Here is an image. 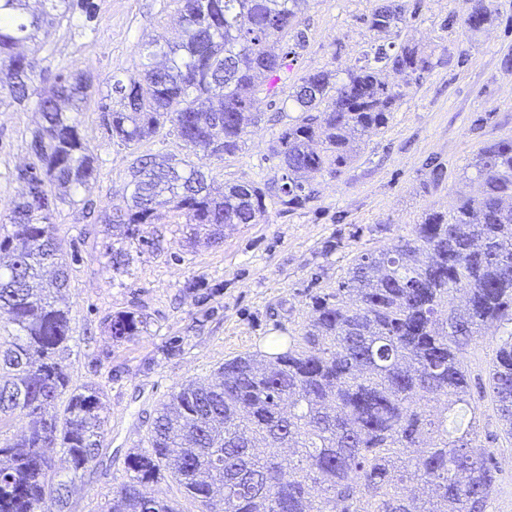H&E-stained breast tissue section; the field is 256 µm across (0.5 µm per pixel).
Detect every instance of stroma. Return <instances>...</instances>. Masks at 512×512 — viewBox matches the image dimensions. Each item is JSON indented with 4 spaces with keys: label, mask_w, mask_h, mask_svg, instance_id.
Listing matches in <instances>:
<instances>
[{
    "label": "stroma",
    "mask_w": 512,
    "mask_h": 512,
    "mask_svg": "<svg viewBox=\"0 0 512 512\" xmlns=\"http://www.w3.org/2000/svg\"><path fill=\"white\" fill-rule=\"evenodd\" d=\"M93 32L62 23L29 46L35 73L60 68L89 70L95 82L139 73L142 45L162 35L178 40L176 0H95ZM419 10L399 39L432 52L434 69L408 83L384 72L405 95L388 125L360 144L354 160L336 177L312 175L314 197L305 207L269 203L258 224L225 227L217 244L192 242L185 218L165 208L154 223L126 238L101 220L130 194L137 158L164 154L173 162L193 160L192 148L171 126L128 147L112 140L96 103L82 115L81 134L95 169L72 202L54 217L67 263L62 300L69 310L70 340L65 362L72 385L89 384L103 394L108 420L97 459L72 474L67 456L56 453L53 472L72 481L67 512H107L112 492L128 483L127 459L145 447L158 404L175 386L215 374L225 360L266 351L279 339L302 332L315 296L334 292L353 259L391 247L410 235L426 209L452 211L461 195L481 187L464 170L487 142L512 140V0H492L497 22L478 34L463 20L469 0H418ZM375 0H307L300 17L305 38L287 63V84L316 69H345L367 50L371 34L362 23ZM261 115L232 155L202 162L217 186L279 180L269 156L273 137L288 121L281 95L261 91ZM39 117L33 105L0 106V217L25 191L14 174L33 162L32 133ZM127 253L123 272L109 264L110 248ZM134 311L146 327L140 335L113 339L107 320ZM512 325L483 330L466 353L475 374H486L493 351Z\"/></svg>",
    "instance_id": "1"
}]
</instances>
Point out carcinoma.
Here are the masks:
<instances>
[{
    "label": "carcinoma",
    "mask_w": 512,
    "mask_h": 512,
    "mask_svg": "<svg viewBox=\"0 0 512 512\" xmlns=\"http://www.w3.org/2000/svg\"><path fill=\"white\" fill-rule=\"evenodd\" d=\"M0 0V104L31 102L40 114L30 149L29 195L0 234V421L30 419L18 443L0 446V512H65L69 482L51 477L52 452L73 474L99 455L107 408L99 389L73 387L61 353L69 318L55 233L58 203L84 186L93 157L79 115L93 96L112 139L135 145L170 125L186 146L214 155L242 147L262 87L280 77L288 53L272 44L293 35L306 0H177L183 35L144 44L142 74L111 77L106 89L84 74L37 77L19 46L70 19L95 18L94 0ZM407 0H376L365 19L374 43L345 70L308 72L284 99L297 116L275 137L281 184L213 190L202 166L146 155L133 190L104 222L132 237L161 207L181 212L195 233L221 239L228 224H258L266 200L302 208L307 175H338L352 143L384 128L403 91L381 80L433 70L432 55L391 41L408 24ZM497 21L489 0H471L464 25ZM44 84L38 88L36 83ZM468 168L482 187L449 214L429 210L392 248L358 255L336 292L317 297L301 342L269 355L224 361L213 381H190L161 404L147 447L129 455L130 482L109 512H177L149 484L165 470L199 512H488L499 483L494 453L476 444V407L464 353L481 330L512 323V141L483 146ZM351 297L343 304L340 297ZM145 322L132 311L110 319L117 340ZM487 386L512 439V333L494 351ZM66 399L63 419L49 415ZM445 399L433 413L431 401Z\"/></svg>",
    "instance_id": "cac0c4a2"
}]
</instances>
